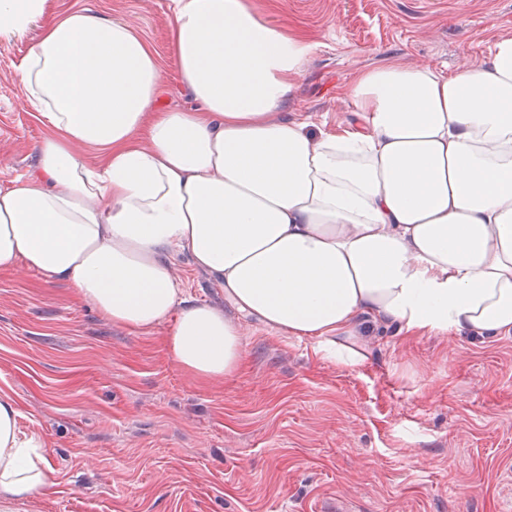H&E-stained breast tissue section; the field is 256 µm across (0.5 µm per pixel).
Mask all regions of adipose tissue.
Returning <instances> with one entry per match:
<instances>
[{
	"instance_id": "obj_1",
	"label": "adipose tissue",
	"mask_w": 512,
	"mask_h": 512,
	"mask_svg": "<svg viewBox=\"0 0 512 512\" xmlns=\"http://www.w3.org/2000/svg\"><path fill=\"white\" fill-rule=\"evenodd\" d=\"M35 25L18 80L50 134L0 189V270L68 282L113 324L165 327L173 362L210 381L236 371L242 328L186 297L179 256L237 315L348 367L368 355L364 317L512 333V37L450 77L362 70L334 133L284 118L310 46L248 0H171L187 108L159 107L162 66L128 21L0 0V40ZM37 446L0 396L6 500L50 484Z\"/></svg>"
}]
</instances>
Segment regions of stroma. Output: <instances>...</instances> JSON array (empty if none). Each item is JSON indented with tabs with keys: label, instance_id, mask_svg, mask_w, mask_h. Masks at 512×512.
<instances>
[{
	"label": "stroma",
	"instance_id": "stroma-1",
	"mask_svg": "<svg viewBox=\"0 0 512 512\" xmlns=\"http://www.w3.org/2000/svg\"><path fill=\"white\" fill-rule=\"evenodd\" d=\"M312 51L284 107L339 132L346 84L372 65L487 66L512 0H250ZM129 20L169 57L170 0H57ZM38 36L0 40V189L49 134L17 66ZM188 298L224 290L178 257ZM349 368L312 342L244 324V355L205 383L168 357L164 329L112 324L67 283L0 272V395L53 476L0 512H512V335L374 323Z\"/></svg>",
	"mask_w": 512,
	"mask_h": 512
}]
</instances>
